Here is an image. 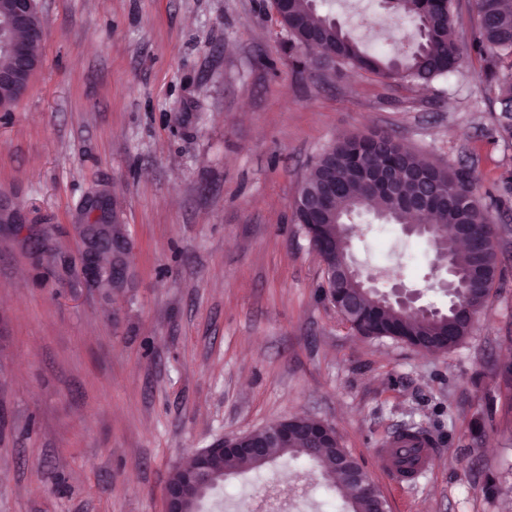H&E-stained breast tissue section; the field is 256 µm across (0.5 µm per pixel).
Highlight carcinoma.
I'll use <instances>...</instances> for the list:
<instances>
[{"instance_id":"carcinoma-1","label":"carcinoma","mask_w":512,"mask_h":512,"mask_svg":"<svg viewBox=\"0 0 512 512\" xmlns=\"http://www.w3.org/2000/svg\"><path fill=\"white\" fill-rule=\"evenodd\" d=\"M474 2L478 28L473 51L484 61V78L494 93L500 131L512 137V74L501 72L503 63L512 60V0ZM392 12L412 19L421 33L419 46L394 57L369 54L329 14L321 12L314 0H288L281 5L277 20L288 34V55L301 73L310 69L325 78L350 68L372 72L392 83L414 84L437 83L461 69L464 57L452 37L450 0H398ZM387 167L402 174H421L448 189V201H437L430 210L434 223L470 224L480 232L489 224L488 212L475 196L477 177L471 169L429 163L398 145L388 133L377 141L365 135L341 137L316 157L293 204L294 222L302 226L311 246L322 252L326 271L336 265L343 225L350 223L353 215L367 211L381 224L408 223L411 211L403 201L412 196L416 183L405 180L400 198L395 200L374 190L369 181L371 173ZM446 250L466 285L463 300L479 292L480 303H486L500 273L497 244L486 237L481 244H470L461 252L457 240L450 236ZM360 283L358 278L344 279L333 304L351 329L364 337L399 339L413 346L423 343L444 352L457 347L470 334V316L463 310L408 315L360 287ZM291 425L297 431L291 433L288 443L279 445L276 453L314 465L325 485L346 497L349 512H377L378 501L363 494L357 484L344 481L336 471V454L347 450L339 445H311L302 430L317 425L315 421L293 417ZM243 463L256 467L255 462L232 451L213 458L207 484L221 486L224 478Z\"/></svg>"}]
</instances>
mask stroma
I'll return each instance as SVG.
<instances>
[{"label": "stroma", "mask_w": 512, "mask_h": 512, "mask_svg": "<svg viewBox=\"0 0 512 512\" xmlns=\"http://www.w3.org/2000/svg\"><path fill=\"white\" fill-rule=\"evenodd\" d=\"M42 64L0 111V512H163L173 469L224 438L304 416L331 424L390 512L512 504V139L471 53L473 0H452L459 73L422 89L345 70L297 73L269 0H39ZM372 54L412 23L379 0H321ZM389 132L440 166L464 164L498 225L502 274L469 337L426 355L356 334L323 288L292 204L337 137ZM102 190L127 263L86 267L77 210ZM356 258L426 301L432 254L396 224L357 217ZM480 438H472L475 423ZM435 459L396 483L379 453L408 424ZM305 460L246 468L206 512L306 477L292 512H346ZM504 492L489 498L487 472Z\"/></svg>", "instance_id": "1"}]
</instances>
